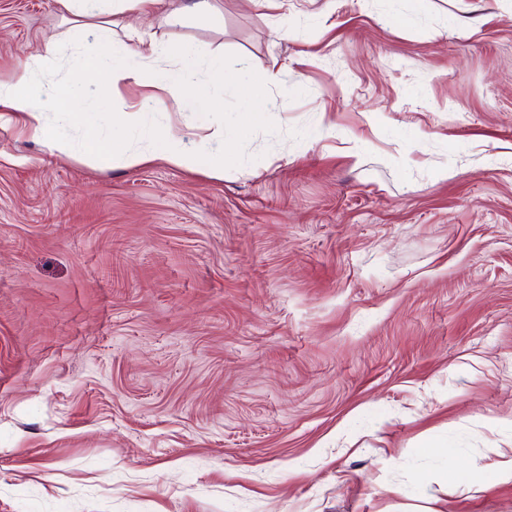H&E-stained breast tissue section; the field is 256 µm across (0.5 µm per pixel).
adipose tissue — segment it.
Masks as SVG:
<instances>
[{
	"instance_id": "obj_1",
	"label": "adipose tissue",
	"mask_w": 512,
	"mask_h": 512,
	"mask_svg": "<svg viewBox=\"0 0 512 512\" xmlns=\"http://www.w3.org/2000/svg\"><path fill=\"white\" fill-rule=\"evenodd\" d=\"M56 5L72 18L69 45L72 64L60 78L38 72L34 62L18 65L8 76L0 78V108L19 115L26 132L42 141L47 151L60 159L84 156L105 165L114 163L134 171L152 162L188 171H201L213 179H223L224 161L204 149H189L183 135L170 128H141L137 134L141 147L131 148L125 142L88 135L83 146H76L69 135L70 127L90 125L92 118L79 111L74 103L76 91L90 76L100 74L104 65H111L110 86L122 82L152 85L159 93L169 96L175 108L187 102L207 104L217 95L218 86L199 80V68H206L213 77L224 73V60L218 56L193 54L190 50L174 49L152 40H141L109 55L113 38V22L102 9V0H55ZM178 55L179 68L155 69L152 61Z\"/></svg>"
}]
</instances>
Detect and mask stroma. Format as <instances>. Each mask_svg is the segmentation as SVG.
Returning a JSON list of instances; mask_svg holds the SVG:
<instances>
[{"label": "stroma", "mask_w": 512, "mask_h": 512, "mask_svg": "<svg viewBox=\"0 0 512 512\" xmlns=\"http://www.w3.org/2000/svg\"><path fill=\"white\" fill-rule=\"evenodd\" d=\"M193 2L104 7L223 56V180L0 120V512H512V0ZM69 28L0 0V75Z\"/></svg>", "instance_id": "obj_1"}]
</instances>
